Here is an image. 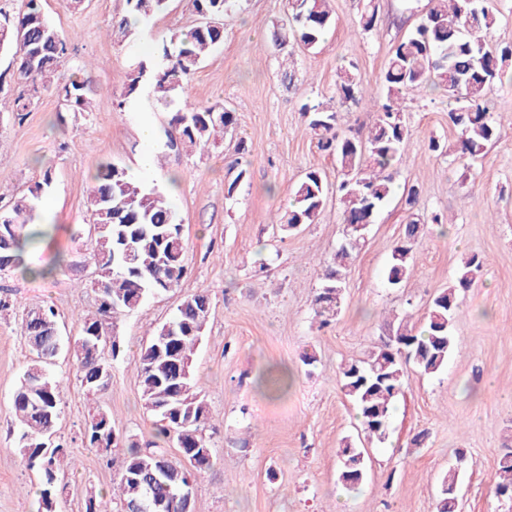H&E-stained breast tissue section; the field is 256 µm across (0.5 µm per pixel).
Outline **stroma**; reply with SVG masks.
Here are the masks:
<instances>
[{"instance_id":"stroma-1","label":"stroma","mask_w":512,"mask_h":512,"mask_svg":"<svg viewBox=\"0 0 512 512\" xmlns=\"http://www.w3.org/2000/svg\"><path fill=\"white\" fill-rule=\"evenodd\" d=\"M368 1L378 22L366 33L359 17ZM40 5L70 54L24 120L0 114V204L44 170L53 174L47 193L53 207L40 213L52 236L26 256L35 275L0 276V299L9 304L0 317V512H38L40 476L19 454L11 409L32 357L21 319L25 309L53 307L62 335L70 337L78 335L81 317L95 311L86 197L103 162L165 190L190 248L179 287L116 319L122 353L105 391L86 396L71 356L55 360L52 371L66 385L57 439L77 460L62 478L61 512H83L89 488H109L121 466L122 452L83 440L93 407L108 409L121 434L154 442L153 419L140 398L138 351L199 289L212 298L195 363L197 389L210 407L215 462L196 477L195 512H434L438 479L460 448L472 461L461 475L464 512H512V499L495 493L498 462L512 448V81L491 93L498 135L470 167L428 148L432 137L455 140L446 91L430 83L405 92L410 134L396 182L419 185V202L410 210L397 197L383 208L348 270L340 313L323 327L312 298L343 239L335 194H328L317 223L282 238L272 228L307 170L320 171L331 189L338 180L335 161L318 149L301 107L336 104L347 135L371 125L377 114L371 98L386 61L425 14L427 0H330L336 23L311 50L269 41L270 31L288 21V0H238L221 20L223 44L178 92L180 102L234 115L233 128L202 151L169 147L172 113L157 106L150 82L125 93L131 72L158 44L201 23L190 0H168L163 13L123 43L112 41L109 29L124 15L125 0H84L77 10L68 0ZM347 64L368 97L340 105L336 72ZM289 70L294 80H285ZM75 78L92 88V112L66 111L57 95ZM145 124L154 129L148 145L140 137ZM146 151L159 161L144 174L138 161ZM413 212L428 220V231L413 276L393 288L385 264ZM434 213L442 223H430ZM472 254L482 273L459 295L447 368L431 377L409 370L388 439L367 440L340 387V364L365 357L401 319L420 323L435 292L454 281L460 259ZM307 352L316 356L313 365L302 362ZM281 368L292 382L270 394L260 379ZM423 430L425 447H412ZM346 437L364 448L367 461L363 481L352 488L339 479L336 455Z\"/></svg>"}]
</instances>
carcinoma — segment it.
Masks as SVG:
<instances>
[{"label": "carcinoma", "instance_id": "carcinoma-1", "mask_svg": "<svg viewBox=\"0 0 512 512\" xmlns=\"http://www.w3.org/2000/svg\"><path fill=\"white\" fill-rule=\"evenodd\" d=\"M168 0H126L127 15L112 23L111 34L126 40L135 35L127 17L147 23L165 11ZM236 0H191L203 16L219 18L235 6ZM289 24L273 30L271 40L280 46L288 39L306 49H315L335 23L328 0H288ZM9 23V34L0 49L18 48V39L34 57L29 65L23 57L16 65L21 90L14 97L11 112L21 119L28 112L41 87L67 58V45L38 0H26L25 10ZM498 15L490 0H429L427 12L394 47L381 74L382 97L377 103L374 123L354 135L338 130L337 112L320 104L302 106L318 148L336 162L340 181L336 196L342 209L343 240L333 262L326 266L323 283L313 297L312 309L320 324L326 325L341 308L343 283L350 260L365 243L381 209L394 193V180L404 140L409 135L403 93L432 82L443 86L455 107L448 120L456 130L452 151L471 164L483 154L496 136L488 104L492 87L507 76L512 45L494 46L488 35ZM224 40V29L198 25L174 35L173 49L163 47L159 63L139 64L128 84L126 96L133 95L143 79L152 81L155 101L167 109L174 93L181 89L197 66ZM68 112L92 111L87 81L73 80L58 89ZM363 91L355 74L346 67L336 75V95L344 102L357 101ZM171 123H180V144L204 149L211 137L232 128L233 113L213 107L184 105ZM51 170L42 181L13 198L0 209V273L24 267L27 247L43 230H33L37 207L51 187ZM327 187L317 170L307 171L292 187L291 202L273 220L276 234L288 235L305 224L317 222L325 204ZM86 207L96 228L91 260L98 290L96 311L81 320V332L70 354L75 359L76 378L86 394L95 395L108 387L112 363L102 356L110 346L112 359L121 353L114 336V322L123 311L138 308L147 297L180 285L188 242L183 225L176 222L171 202L163 189L144 184L110 162L99 165L89 189ZM424 234L420 220L411 219L394 243L385 266V278L392 286L408 281L414 272L415 247ZM482 272L475 255L462 258L454 282L431 299L418 328L400 321L392 334L375 346L364 360L344 362L339 367L342 391L353 402L360 431L370 440L382 442L389 433L391 405L402 393L407 367L424 375L440 374L448 365L453 349L451 322L458 308L459 291L469 288ZM212 302L205 290L184 297L175 318L158 328L139 351L140 391L145 408L156 418V435L172 441L178 457L167 449L140 444L116 432L111 413L96 407L89 413L84 430L87 446L125 448L121 470L105 492L91 490L84 512H153L156 502L180 512L178 489L195 480L196 474L213 465L206 435L210 410L196 391L193 357L210 317ZM53 307H32L22 317V336L32 351L13 395L18 423V450L25 463L38 470L39 512H58L57 474L68 453L56 441L61 413L62 386L50 374V367L64 347L54 335L58 329ZM363 451L350 439L338 448L339 478L354 486L365 476V464L356 463ZM470 464L466 453H458L456 465L438 480L436 512H462L460 474ZM500 482L495 493L512 498V452L499 461Z\"/></svg>", "mask_w": 512, "mask_h": 512}]
</instances>
